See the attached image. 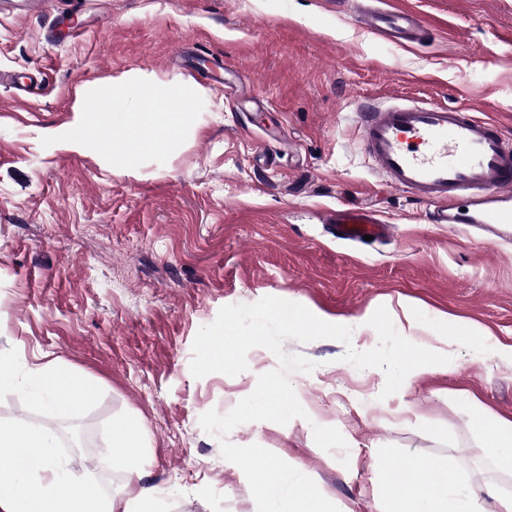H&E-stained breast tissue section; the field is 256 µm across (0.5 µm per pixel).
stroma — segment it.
Returning <instances> with one entry per match:
<instances>
[{
    "label": "stroma",
    "mask_w": 512,
    "mask_h": 512,
    "mask_svg": "<svg viewBox=\"0 0 512 512\" xmlns=\"http://www.w3.org/2000/svg\"><path fill=\"white\" fill-rule=\"evenodd\" d=\"M439 29L412 48L362 29L336 0H48L43 13H0V356L18 373L55 361L90 381V400L54 426L90 429L61 457L75 474L112 476L111 494L159 492L162 512H255L245 475L200 425L228 413L279 366L256 347L236 375L190 371L198 329L220 307L275 296L352 330L349 342L283 344L314 362L289 379L306 418L245 423L237 445L272 449L314 476L344 512H379L374 489L408 457L451 461L479 488L485 512L512 498L465 404L475 396L512 417V235L482 224H430L425 207L388 188L358 145L356 114L394 98L467 108L512 139V0H404ZM79 20L45 38L53 18ZM141 72L204 87L192 132L132 173L63 149L77 94ZM40 80L18 90L19 75ZM285 139L291 152L260 157ZM375 211L386 242L337 239L326 210ZM386 307L397 331L438 353L447 370L383 395L385 375L343 362L378 342L366 324ZM486 330L461 339L443 316ZM46 411L0 388V421L40 425ZM135 417L140 473L113 469V423ZM343 449L324 451L313 425Z\"/></svg>",
    "instance_id": "35a3bbf8"
}]
</instances>
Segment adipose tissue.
Listing matches in <instances>:
<instances>
[{
  "label": "adipose tissue",
  "mask_w": 512,
  "mask_h": 512,
  "mask_svg": "<svg viewBox=\"0 0 512 512\" xmlns=\"http://www.w3.org/2000/svg\"><path fill=\"white\" fill-rule=\"evenodd\" d=\"M129 84L123 77L82 93L74 108V126L79 133L67 137V149L88 151L94 138H120L123 147L105 152V159L113 169L137 170L146 151L171 149L192 123L191 113L170 109V102L192 101L205 93L193 84L143 77L140 94L132 97ZM103 97L111 98L112 114L89 110V102ZM23 383L51 417L68 412L92 394L89 382L51 364L31 372ZM469 407L485 451L502 471L512 472V417L493 414L474 400ZM143 446L144 430L137 419L129 417L113 424L114 465L136 472ZM56 447L48 426L0 422V449L8 454L7 462L0 464V512H161L151 489H141L119 502L103 495L94 474L64 471L56 461ZM377 499L382 512H484L476 494L459 492L457 472L446 461H403L380 485Z\"/></svg>",
  "instance_id": "obj_1"
}]
</instances>
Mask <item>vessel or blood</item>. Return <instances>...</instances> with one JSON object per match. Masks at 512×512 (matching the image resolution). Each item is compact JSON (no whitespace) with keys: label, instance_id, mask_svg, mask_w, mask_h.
Returning <instances> with one entry per match:
<instances>
[{"label":"vessel or blood","instance_id":"vessel-or-blood-1","mask_svg":"<svg viewBox=\"0 0 512 512\" xmlns=\"http://www.w3.org/2000/svg\"><path fill=\"white\" fill-rule=\"evenodd\" d=\"M357 23L389 43L431 35L425 15L398 5L354 6ZM364 153L387 187L429 204L433 224L512 225V140L495 122L445 105H364L357 115ZM336 236L362 241L391 227L377 214L341 205L327 216Z\"/></svg>","mask_w":512,"mask_h":512}]
</instances>
